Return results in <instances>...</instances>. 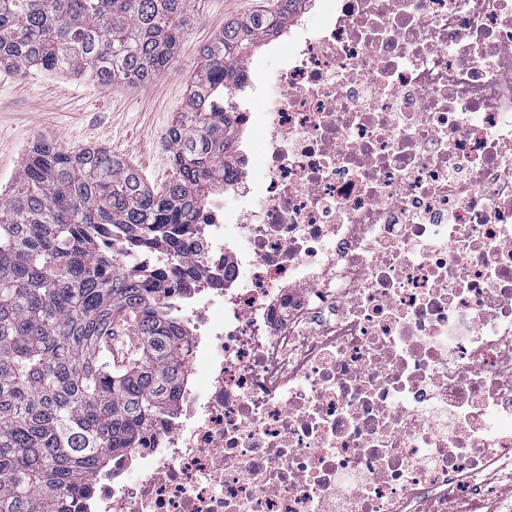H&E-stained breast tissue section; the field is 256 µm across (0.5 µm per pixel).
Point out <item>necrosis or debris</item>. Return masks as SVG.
<instances>
[{"mask_svg":"<svg viewBox=\"0 0 512 512\" xmlns=\"http://www.w3.org/2000/svg\"><path fill=\"white\" fill-rule=\"evenodd\" d=\"M313 4L189 231L111 244L193 380L78 512H512V0Z\"/></svg>","mask_w":512,"mask_h":512,"instance_id":"obj_1","label":"necrosis or debris"}]
</instances>
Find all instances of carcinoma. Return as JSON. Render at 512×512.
I'll list each match as a JSON object with an SVG mask.
<instances>
[{"label": "carcinoma", "instance_id": "carcinoma-1", "mask_svg": "<svg viewBox=\"0 0 512 512\" xmlns=\"http://www.w3.org/2000/svg\"><path fill=\"white\" fill-rule=\"evenodd\" d=\"M195 0H0V66L100 84L152 81L190 26ZM271 13L224 25L202 47L186 109L166 134L171 178L156 189L101 147L38 141L0 195V512H76L94 474L173 406L189 344L156 282L129 272L105 240L142 249L177 237L218 179L231 175L224 109L242 82L234 64L258 47ZM141 338L116 373L109 330Z\"/></svg>", "mask_w": 512, "mask_h": 512}]
</instances>
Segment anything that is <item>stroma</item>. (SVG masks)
Segmentation results:
<instances>
[{
  "label": "stroma",
  "instance_id": "stroma-1",
  "mask_svg": "<svg viewBox=\"0 0 512 512\" xmlns=\"http://www.w3.org/2000/svg\"><path fill=\"white\" fill-rule=\"evenodd\" d=\"M275 6V0H198L171 67L146 85L0 70V190L13 182L38 140L62 148H106L148 184L163 187L171 174L165 133L186 107L201 48L226 23Z\"/></svg>",
  "mask_w": 512,
  "mask_h": 512
}]
</instances>
